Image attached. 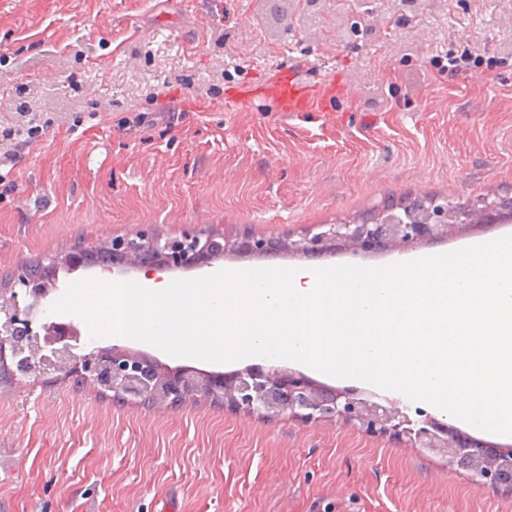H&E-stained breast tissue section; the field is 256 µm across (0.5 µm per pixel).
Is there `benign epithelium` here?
<instances>
[{"mask_svg":"<svg viewBox=\"0 0 512 512\" xmlns=\"http://www.w3.org/2000/svg\"><path fill=\"white\" fill-rule=\"evenodd\" d=\"M453 216L448 203L433 199L413 213L391 208L363 224H331L328 230L305 237L294 247L308 258H319L330 242L344 239L356 255L377 253L391 245L441 238L453 223ZM239 243L254 254L266 255L275 240L250 234ZM107 248L132 258L137 268L152 274L208 267L219 252L227 250L202 233L162 241L146 232L135 238H115ZM17 284L21 290L13 291L10 299L0 304V350L11 349L15 372L23 377L58 371L90 380L112 392V397L132 404L148 399L156 405H174L188 396L203 394L260 415L288 413L306 421H356L368 434L405 433L417 448L461 456L480 487L512 485L511 456L471 438H450L430 418L415 429L414 421L396 406L364 400L355 389L324 393L303 374L260 364L231 376L169 375L160 372L156 363L133 356L118 344L78 354L81 333L73 321L54 320L34 327L32 311L50 293L46 282L25 267L17 274Z\"/></svg>","mask_w":512,"mask_h":512,"instance_id":"obj_1","label":"benign epithelium"}]
</instances>
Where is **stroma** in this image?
<instances>
[{
    "label": "stroma",
    "mask_w": 512,
    "mask_h": 512,
    "mask_svg": "<svg viewBox=\"0 0 512 512\" xmlns=\"http://www.w3.org/2000/svg\"><path fill=\"white\" fill-rule=\"evenodd\" d=\"M0 0V127L36 119L0 201V277L56 266L75 245L244 230L275 256L224 252L213 271L297 267L289 244L357 224L388 197L471 205L512 196V0ZM472 52L494 68L439 72ZM294 68L336 85L323 112H282L248 90ZM175 99L170 118L136 124ZM512 235V220L325 265L378 266ZM162 372L229 373L123 339ZM0 512H512V488L477 487L458 459L355 422L266 418L194 397L135 406L50 371L0 377Z\"/></svg>",
    "instance_id": "obj_1"
}]
</instances>
